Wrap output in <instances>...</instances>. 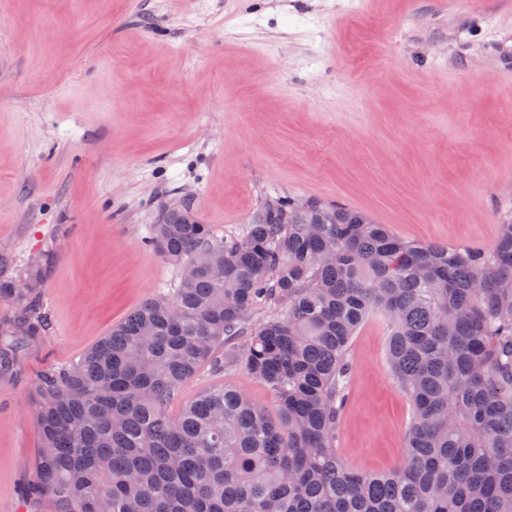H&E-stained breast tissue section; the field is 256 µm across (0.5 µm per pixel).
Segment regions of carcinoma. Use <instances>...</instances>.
<instances>
[{
    "label": "carcinoma",
    "mask_w": 512,
    "mask_h": 512,
    "mask_svg": "<svg viewBox=\"0 0 512 512\" xmlns=\"http://www.w3.org/2000/svg\"><path fill=\"white\" fill-rule=\"evenodd\" d=\"M309 206L272 198L227 239L187 206L162 214L149 242L179 280L39 379L28 493L51 512H512V218L485 252ZM50 260L19 288L0 254V301L16 313L0 321V362L46 330ZM270 306L283 313L254 319ZM373 314L412 406L403 459L380 474L336 448L351 339ZM238 365L276 418L228 387L169 415L189 379Z\"/></svg>",
    "instance_id": "carcinoma-1"
}]
</instances>
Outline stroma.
<instances>
[{
	"label": "stroma",
	"mask_w": 512,
	"mask_h": 512,
	"mask_svg": "<svg viewBox=\"0 0 512 512\" xmlns=\"http://www.w3.org/2000/svg\"><path fill=\"white\" fill-rule=\"evenodd\" d=\"M343 205L400 238L492 250L512 212V0H0V250L54 259L43 336L0 373V512L22 496L32 397L178 270L149 243L190 204L240 234L271 196ZM386 323L350 346L337 446L396 466L411 406ZM266 412L243 368L202 371L169 408L223 386Z\"/></svg>",
	"instance_id": "stroma-1"
}]
</instances>
